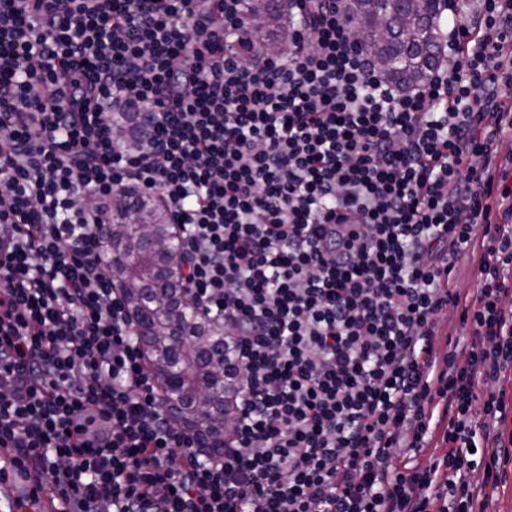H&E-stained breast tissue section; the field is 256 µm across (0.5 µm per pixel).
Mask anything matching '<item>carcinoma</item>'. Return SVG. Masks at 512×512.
Instances as JSON below:
<instances>
[{
    "instance_id": "carcinoma-1",
    "label": "carcinoma",
    "mask_w": 512,
    "mask_h": 512,
    "mask_svg": "<svg viewBox=\"0 0 512 512\" xmlns=\"http://www.w3.org/2000/svg\"><path fill=\"white\" fill-rule=\"evenodd\" d=\"M349 11L388 81L408 86L430 76L440 53L436 0H349ZM254 12L256 23L247 36L251 49L262 53L288 44L294 30L286 0H264ZM113 125L128 145L138 144L134 113H116ZM170 227L168 213L152 196L116 195L106 239L109 269L138 317V337L164 408L210 451L221 453L222 416L228 413L224 329L192 311ZM175 326L185 336L182 344L170 338Z\"/></svg>"
}]
</instances>
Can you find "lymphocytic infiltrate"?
<instances>
[{"label": "lymphocytic infiltrate", "mask_w": 512, "mask_h": 512, "mask_svg": "<svg viewBox=\"0 0 512 512\" xmlns=\"http://www.w3.org/2000/svg\"><path fill=\"white\" fill-rule=\"evenodd\" d=\"M347 3L293 0L272 59L240 41L249 0H0V476L31 504L487 512L476 454L497 484L512 463V0H449L411 87ZM119 191L181 223L187 294L224 326L222 454L162 407L102 266Z\"/></svg>", "instance_id": "lymphocytic-infiltrate-1"}]
</instances>
